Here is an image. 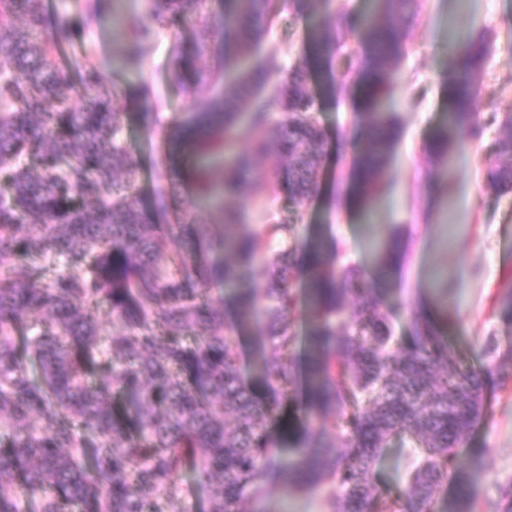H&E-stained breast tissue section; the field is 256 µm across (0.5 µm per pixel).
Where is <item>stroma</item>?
Segmentation results:
<instances>
[{"mask_svg":"<svg viewBox=\"0 0 512 512\" xmlns=\"http://www.w3.org/2000/svg\"><path fill=\"white\" fill-rule=\"evenodd\" d=\"M91 0H46L59 13L84 27L76 53L87 55L98 71L118 88L116 107L125 114L123 138L138 166L142 197L165 184L164 145L174 120L204 107L208 92H193L173 75L175 40L171 30L154 24L148 37L137 34L149 11V0H125L119 28L88 18ZM317 7L311 0H287L271 26L263 50L276 54L284 66L304 63L306 34ZM485 38L489 54L484 83L490 96L474 106L477 119L491 112L512 113V0H423L409 29L406 52L398 66L397 87L386 108L395 112L400 134L378 193L373 213L358 216L336 199L348 191L347 173L355 157L353 128L357 120L352 99L322 94L324 77L314 73L310 88L318 96L319 121L327 134L321 163L320 191L306 206L301 239L316 233L334 237L341 253L338 266H353L365 278L377 277L373 239L399 235L404 258L387 277L391 288L384 312L397 334H406L412 316L429 313L464 364L489 365L508 374L506 384L490 383L488 416L466 445L469 495L473 512H499L504 488L512 486V322L500 308L512 295V192L495 197L486 188L490 148L501 139L497 126L484 127L463 150L454 152L449 167L431 165L423 145L448 110V27ZM149 88L147 99L136 98ZM150 111L142 123L141 111ZM276 158L260 160L255 176L265 182L262 197L238 201L246 224H273L286 214L269 178ZM181 192L197 223L213 240L224 233V215L196 182L185 181ZM406 449L392 442L376 469L382 494L398 497L405 488ZM241 512H324L321 495L274 476L267 494L250 499Z\"/></svg>","mask_w":512,"mask_h":512,"instance_id":"obj_1","label":"stroma"}]
</instances>
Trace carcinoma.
Wrapping results in <instances>:
<instances>
[{
	"label": "carcinoma",
	"instance_id": "cac0c4a2",
	"mask_svg": "<svg viewBox=\"0 0 512 512\" xmlns=\"http://www.w3.org/2000/svg\"><path fill=\"white\" fill-rule=\"evenodd\" d=\"M198 2L150 0L139 35L169 26L175 77L205 87L209 75L195 62L223 33L197 13ZM331 2L320 0L308 30L309 58L326 73L325 94L353 93L365 117L349 195L368 206L398 138L382 102L417 0H371L373 11L356 18ZM280 8V0H224L245 66L167 141L173 154L224 152V178L205 186L219 206L263 193L252 179L255 157L282 160L272 178L286 221L249 227L224 213L225 260L214 265L212 241L175 190L180 165L151 202L136 192L116 90L88 60L61 59L60 46L80 39V28L50 19L44 0H0V512H186L183 477L203 512H234L265 494L275 470L323 490L326 512H470L465 447L487 418L492 370L463 366L427 316L392 336L380 311L387 289L338 269L334 239L299 241L326 132L308 71L258 52ZM188 23L196 35L185 43ZM488 51L479 38L452 50L450 108L426 143L438 166L478 132ZM73 95L86 104H72ZM486 122L505 139L490 149L487 181L500 196L512 191V116L492 112ZM241 124L248 152L233 147ZM172 237L181 248H167ZM400 251L395 239L382 244L383 271ZM259 264L263 288L247 278ZM218 281L242 316L266 317L256 379L240 371V325L224 324V307L207 297ZM329 414L337 416L330 436L304 442L303 461H284L286 444L270 427L303 420L318 432ZM404 435L421 460L390 499L374 467Z\"/></svg>",
	"mask_w": 512,
	"mask_h": 512
}]
</instances>
